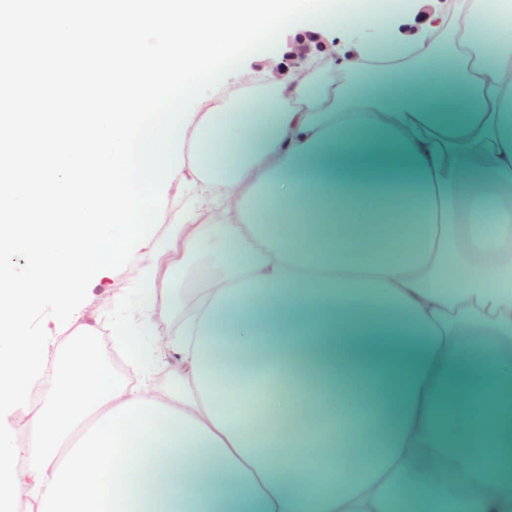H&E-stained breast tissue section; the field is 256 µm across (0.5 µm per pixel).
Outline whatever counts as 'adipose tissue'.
Instances as JSON below:
<instances>
[{
    "label": "adipose tissue",
    "mask_w": 512,
    "mask_h": 512,
    "mask_svg": "<svg viewBox=\"0 0 512 512\" xmlns=\"http://www.w3.org/2000/svg\"><path fill=\"white\" fill-rule=\"evenodd\" d=\"M400 0L377 26L326 25L329 54L297 77L243 66L197 108L193 188L113 293L116 375L79 311V347L43 403L14 411L20 496L33 512H512V280L461 258V216L512 222V36L504 0ZM425 69L481 91L475 107L379 112L371 87ZM355 126L338 175L420 192L400 234L375 236L295 175L329 125ZM223 246L177 332L165 294L185 256ZM336 306L335 350L371 404L363 424L323 374L301 317ZM176 354L175 383L157 375ZM468 395V409L454 407ZM473 466L433 477L446 456Z\"/></svg>",
    "instance_id": "ef3b65f1"
}]
</instances>
